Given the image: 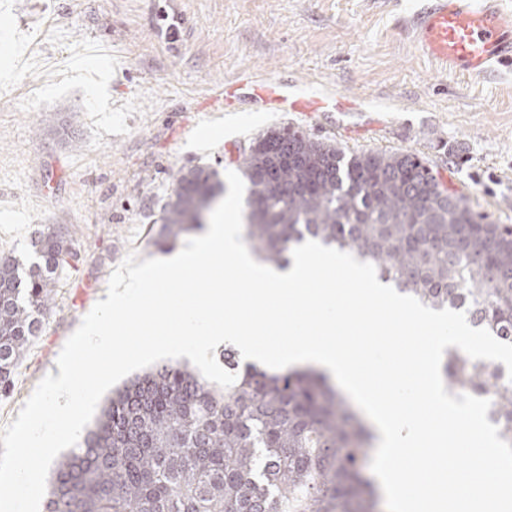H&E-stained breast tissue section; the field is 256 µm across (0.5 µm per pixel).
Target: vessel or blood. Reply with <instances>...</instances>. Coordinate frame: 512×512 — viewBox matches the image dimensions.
Returning a JSON list of instances; mask_svg holds the SVG:
<instances>
[{"label": "vessel or blood", "mask_w": 512, "mask_h": 512, "mask_svg": "<svg viewBox=\"0 0 512 512\" xmlns=\"http://www.w3.org/2000/svg\"><path fill=\"white\" fill-rule=\"evenodd\" d=\"M407 25L418 51L454 75L480 77L512 67V8L503 0H424ZM255 102L280 112H349L350 101L289 92L280 78L255 84Z\"/></svg>", "instance_id": "obj_1"}]
</instances>
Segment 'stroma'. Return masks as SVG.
<instances>
[{"mask_svg": "<svg viewBox=\"0 0 512 512\" xmlns=\"http://www.w3.org/2000/svg\"><path fill=\"white\" fill-rule=\"evenodd\" d=\"M420 0H0V253L67 225L75 261L0 399V429L105 294L128 254L162 258L158 198L179 169H236L261 132L292 126L344 151H409L497 224L512 225V70L460 77L404 23ZM281 77L352 112H279L225 87ZM67 124L78 136L53 135Z\"/></svg>", "mask_w": 512, "mask_h": 512, "instance_id": "35a3bbf8", "label": "stroma"}]
</instances>
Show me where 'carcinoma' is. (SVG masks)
Listing matches in <instances>:
<instances>
[{
  "label": "carcinoma",
  "instance_id": "1",
  "mask_svg": "<svg viewBox=\"0 0 512 512\" xmlns=\"http://www.w3.org/2000/svg\"><path fill=\"white\" fill-rule=\"evenodd\" d=\"M247 238L268 263H290L311 238L376 268L426 306L466 313L512 343V226L494 224L445 188L415 153H346L288 126L243 149ZM226 192L209 166L180 169L159 207L156 243L202 228ZM39 261L0 256V397L52 312L77 254L68 229L31 240ZM219 388L185 366L158 365L108 398L80 444L50 466L45 512H376L363 472L373 432L313 370H238ZM451 391L489 397V421L512 444V382L502 364L448 348Z\"/></svg>",
  "mask_w": 512,
  "mask_h": 512
}]
</instances>
